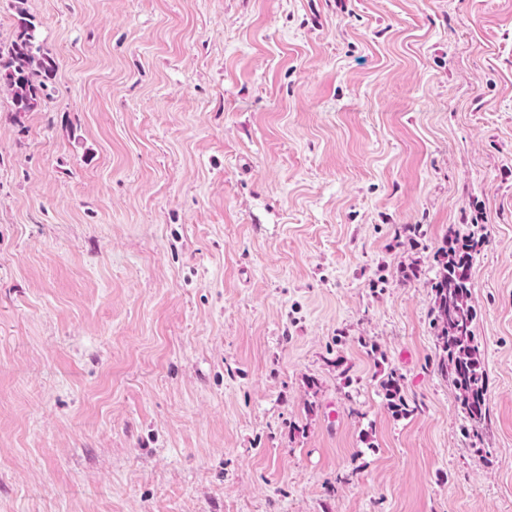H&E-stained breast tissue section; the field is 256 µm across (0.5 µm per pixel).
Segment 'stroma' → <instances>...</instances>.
Listing matches in <instances>:
<instances>
[{"label": "stroma", "instance_id": "1", "mask_svg": "<svg viewBox=\"0 0 512 512\" xmlns=\"http://www.w3.org/2000/svg\"><path fill=\"white\" fill-rule=\"evenodd\" d=\"M19 3L0 512H512V0H0V44ZM477 226L480 451L430 285ZM37 29L35 18L19 9L13 39L0 44V87L8 92L13 112L35 111L56 76V60L45 50ZM403 381V376L393 369L381 379L380 387L393 413L401 417H408L417 411V406L405 398Z\"/></svg>", "mask_w": 512, "mask_h": 512}]
</instances>
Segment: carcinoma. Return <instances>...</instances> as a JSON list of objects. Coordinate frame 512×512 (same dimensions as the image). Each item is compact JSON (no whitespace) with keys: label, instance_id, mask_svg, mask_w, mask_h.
<instances>
[{"label":"carcinoma","instance_id":"carcinoma-1","mask_svg":"<svg viewBox=\"0 0 512 512\" xmlns=\"http://www.w3.org/2000/svg\"><path fill=\"white\" fill-rule=\"evenodd\" d=\"M38 23L25 11H18L11 42L0 45V87L5 89L13 111H35L55 78L57 63L38 37ZM485 239L482 235L464 237L449 232L436 254L439 269L431 282L434 291L432 323L436 333L440 373L451 378L458 407L468 423L472 437L480 438L488 422L487 389L479 345L472 324L469 273ZM393 413L408 417L417 411L403 394V376L393 369L380 381Z\"/></svg>","mask_w":512,"mask_h":512}]
</instances>
